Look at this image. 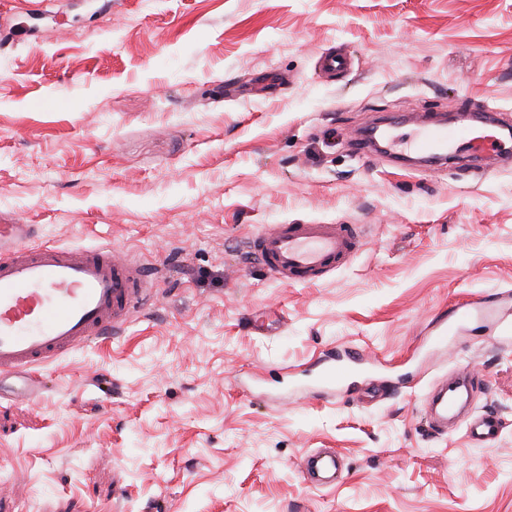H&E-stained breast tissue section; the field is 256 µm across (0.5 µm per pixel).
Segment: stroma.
Masks as SVG:
<instances>
[{
    "label": "stroma",
    "instance_id": "1",
    "mask_svg": "<svg viewBox=\"0 0 512 512\" xmlns=\"http://www.w3.org/2000/svg\"><path fill=\"white\" fill-rule=\"evenodd\" d=\"M336 48L347 75L321 73ZM274 80L277 96L253 94ZM420 110L512 116V0H49L0 40V221L139 258L156 299L123 334L0 381V512H512V346L494 321L432 344L435 314L512 296V162L364 161L360 133ZM269 224H358L322 282L250 258ZM405 362L394 390L271 399L332 347ZM486 374L495 447L433 435L431 384ZM315 448L342 479L304 482ZM343 468L342 456L332 448H323L304 455L299 462L302 476L317 487L336 483Z\"/></svg>",
    "mask_w": 512,
    "mask_h": 512
}]
</instances>
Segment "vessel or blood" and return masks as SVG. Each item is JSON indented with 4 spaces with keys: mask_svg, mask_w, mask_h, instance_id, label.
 I'll return each instance as SVG.
<instances>
[{
    "mask_svg": "<svg viewBox=\"0 0 512 512\" xmlns=\"http://www.w3.org/2000/svg\"><path fill=\"white\" fill-rule=\"evenodd\" d=\"M413 130L405 142L389 138L390 150L408 145L425 158L443 159L449 150L512 156V122L486 127L448 126L428 113L408 118ZM34 224H0V379L19 377L20 395H38V367L104 340L121 331L152 301L156 287L142 263L103 246H59L38 243ZM364 245L356 224H274L251 236L249 247L273 280L286 284L322 281L351 264ZM492 302H465L439 314L432 330L437 343L459 333L474 313L490 314ZM362 350L337 347L309 363L321 392L335 391L361 364ZM486 379L460 370L439 381L426 398L425 423L431 432L446 431L459 413L465 394L485 389ZM502 430L498 412L488 409L468 422V438L477 449L493 447ZM343 458L323 448L304 455L302 476L317 487L335 483Z\"/></svg>",
    "mask_w": 512,
    "mask_h": 512,
    "instance_id": "b4317fda",
    "label": "vessel or blood"
}]
</instances>
